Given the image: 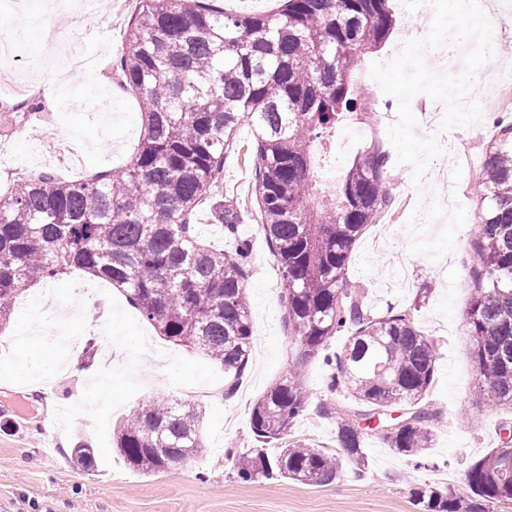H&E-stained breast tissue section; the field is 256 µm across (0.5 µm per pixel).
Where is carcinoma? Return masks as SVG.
<instances>
[{"label": "carcinoma", "instance_id": "obj_1", "mask_svg": "<svg viewBox=\"0 0 512 512\" xmlns=\"http://www.w3.org/2000/svg\"><path fill=\"white\" fill-rule=\"evenodd\" d=\"M389 0H281L277 13L229 15L214 0H136L122 54L123 89L143 103L144 132L119 174L22 179L0 195V326L24 287L71 269L121 290L169 341L224 367L249 362L253 329L244 286L245 245L203 244L192 219L224 173L237 128L254 131L249 155L261 229L282 276L291 343L333 371L334 455L288 432L310 405L294 368L255 400L256 446L233 456L245 481L283 478L324 486L343 460L365 466L364 421L396 453L421 457L440 412L427 396L436 344L407 311L373 318L345 287L355 243L390 206L387 157L376 148L353 163L331 197L314 191L315 149L348 112L365 108L351 72L393 26ZM478 173L482 196L469 241L475 266L466 310L477 401L512 413V122L497 119ZM345 335L339 351L331 338ZM400 405L403 415L389 416ZM113 441L144 475L183 466L206 448L193 405L154 399L120 422ZM511 455L493 448L467 470L469 494L432 485L414 496L425 512H488L512 501ZM95 450L71 459L88 468Z\"/></svg>", "mask_w": 512, "mask_h": 512}]
</instances>
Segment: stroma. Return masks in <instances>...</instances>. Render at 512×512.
I'll list each match as a JSON object with an SVG mask.
<instances>
[{"mask_svg":"<svg viewBox=\"0 0 512 512\" xmlns=\"http://www.w3.org/2000/svg\"><path fill=\"white\" fill-rule=\"evenodd\" d=\"M135 8L136 0H112L108 5L95 0L93 21L71 12L64 19L66 34L51 42L41 38L39 29H24L14 56L33 78L29 98L35 112L24 136L0 140V159L35 175L52 171L42 138L56 130L63 149L74 154L73 175L119 172L129 165L141 134L142 102L124 92L111 96L110 90L118 82L113 62ZM75 45L97 67L93 75L78 77V89L69 90L47 64L64 59ZM352 80L366 96L369 111L362 121L369 135L342 161L326 156L322 165L346 170L377 141L389 156L395 205L356 242L348 283L360 289L372 316L391 308L411 310L416 326L437 345L428 398L441 416L422 460L395 453L372 430L364 440V474L348 464L339 479L325 486L238 477L231 456L255 445L252 404L293 366H300L305 375L310 406L291 429V438L335 449L336 418L326 409L346 401L343 391L329 390L330 373L321 360L300 361L288 338L280 272L259 227L251 193L248 154L254 137L243 125L225 154L216 198L225 208L241 211L244 219L232 234L215 219L195 225L196 234L208 243L227 246L241 239L248 246L245 288L254 340L233 396L225 394L223 368L158 336L118 289L109 291L112 317L106 320L89 317L82 301L98 279L74 270L40 286L53 292L59 309L68 313L70 336L83 342L111 337L108 370L100 356H86L79 348L61 349L52 332L32 334L31 314L37 304L31 291H24L0 330V512H423L414 497L418 487L447 486L467 495L466 470L498 446L502 418L499 410L474 400L477 380L466 323L473 265L468 238L477 218V176L495 131L496 109L486 95H478L481 126H456L438 135L441 143L466 146L469 162L446 179L440 172L448 159L439 157L417 186L412 166L397 162L388 138V128L397 120L396 99L379 84L363 80L360 72H353ZM62 352L80 361L84 373L33 369L32 354L53 363ZM156 396L202 405L206 451L188 466L145 476L124 462L113 444L112 429ZM76 402L81 409L72 413L71 426L46 432L58 409ZM80 441L95 449L92 470L71 461L70 450Z\"/></svg>","mask_w":512,"mask_h":512,"instance_id":"1","label":"stroma"}]
</instances>
